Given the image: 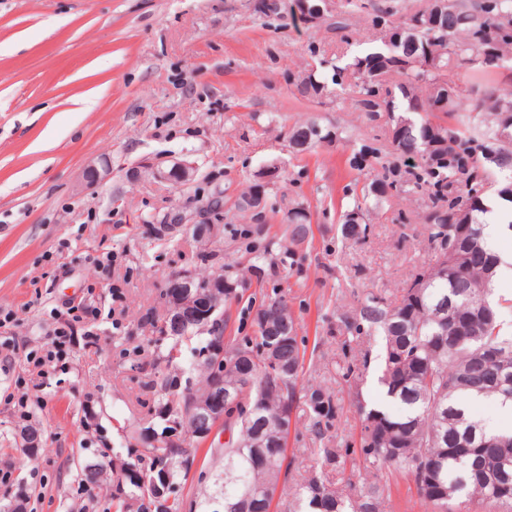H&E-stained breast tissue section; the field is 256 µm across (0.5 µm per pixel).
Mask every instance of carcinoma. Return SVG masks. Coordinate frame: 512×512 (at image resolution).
<instances>
[{"label": "carcinoma", "instance_id": "carcinoma-1", "mask_svg": "<svg viewBox=\"0 0 512 512\" xmlns=\"http://www.w3.org/2000/svg\"><path fill=\"white\" fill-rule=\"evenodd\" d=\"M363 8L359 0H338L327 12L340 42H346L351 15ZM368 16L384 37L348 62L336 60L330 66L331 81L341 89L350 76H359L363 111L390 113L395 150L415 159L409 164L408 182L428 197L424 221L433 250L431 262L411 276L397 301L371 294L340 318L348 332L382 336L378 383L388 406L378 408L359 390L353 394L364 465H357L349 451L326 444L338 414L336 397L327 387L302 383L306 345L298 340L284 299L273 293L260 304L268 324L254 316V335L224 353V384L241 392L242 401L225 409L237 432L224 444L215 466L216 476H224V490L205 502L206 512H269L286 459L278 419L284 402L297 398L304 401L310 429L322 444L316 449L319 469L350 470L357 480L339 487L311 475L295 490L288 512H388L393 479L401 474L413 483L426 512H455L463 501L474 512H512V427L488 430L471 418L468 407L473 395L512 403V328L502 319V310L512 308V298H492L498 257L479 220L487 212L484 198L490 195L512 204V142H494L502 114L512 112V78L496 82L490 70L473 63L486 48L512 63V0H424L397 26L391 24L390 10L377 3L369 5ZM449 70L470 85L474 107L460 101L457 86L445 78ZM293 86L308 101L328 90L314 73L297 78ZM432 100L443 103L448 125L434 124L417 112ZM473 111L483 114L481 124L473 123ZM287 137L300 153L332 141L336 132L312 122L293 127ZM458 181L465 191L448 198V187ZM392 187L394 182L378 175L363 199L379 205ZM286 224L285 244L279 249L251 242L246 247L275 254V263L282 267L292 265L297 247L309 235L310 213L302 205L293 207ZM368 230L363 221L345 220L341 235L357 242ZM444 249L446 266L439 264ZM185 273L198 283L224 280L226 302L243 287L244 274L230 264L219 273ZM145 319L156 333L155 342L166 346L163 361L153 362L145 382L158 393L154 416L162 429L167 414L186 410L206 396L211 347L224 336V321L211 318L174 333L164 314L157 317L150 311ZM201 330L209 340L192 348L198 352V379L172 373L177 353ZM271 343L277 344L275 359L292 367L281 378L269 371ZM278 382L280 392L255 405L258 395ZM109 453L116 485L105 512H151L157 487L143 477H152L156 468L167 473L162 490L163 499L171 500L169 512H183L181 484L194 462L189 448L153 446L131 461L119 448L99 451L102 457ZM81 473L85 484L99 485V463L85 462Z\"/></svg>", "mask_w": 512, "mask_h": 512}]
</instances>
